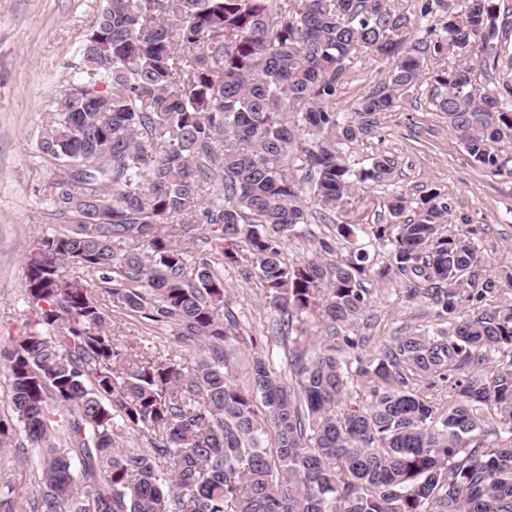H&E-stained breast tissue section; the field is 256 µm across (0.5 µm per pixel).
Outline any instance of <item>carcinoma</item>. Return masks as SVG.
I'll use <instances>...</instances> for the list:
<instances>
[{"label": "carcinoma", "instance_id": "carcinoma-1", "mask_svg": "<svg viewBox=\"0 0 512 512\" xmlns=\"http://www.w3.org/2000/svg\"><path fill=\"white\" fill-rule=\"evenodd\" d=\"M497 0H465L405 46L388 0H101L36 152L40 189L64 224L26 261L31 315L0 348L12 417L35 450L40 490L5 486L8 512H512V276L484 277L475 245L445 233L441 193L388 204L396 224L336 225L391 245L388 273L436 308L442 327L393 337L364 358L365 337L323 345L279 379L267 357L233 379L230 340L254 343L224 311V277L242 264L288 316L317 313L330 336L367 305L368 257L288 266L282 239L308 223L303 185L334 210L358 183L342 146L361 117L392 112L421 81L473 165L512 176V85L476 88L496 69ZM361 52L393 57L381 90L354 116L328 108ZM451 56L427 73L424 59ZM308 172L288 173L295 152ZM207 231L216 260H191ZM112 306L168 329L188 356L124 345ZM471 313L462 312V303ZM364 391L354 389V381ZM147 435L128 452L119 433ZM273 435L274 446H264Z\"/></svg>", "mask_w": 512, "mask_h": 512}]
</instances>
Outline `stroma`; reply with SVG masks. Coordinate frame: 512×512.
<instances>
[{"label":"stroma","instance_id":"stroma-1","mask_svg":"<svg viewBox=\"0 0 512 512\" xmlns=\"http://www.w3.org/2000/svg\"><path fill=\"white\" fill-rule=\"evenodd\" d=\"M425 0H390L396 13L405 15L409 42L425 38L445 10L462 0H444L443 6L424 12ZM99 0H0V344L16 335L28 316L21 291L25 262L38 240L53 227L38 200L39 190L52 180L49 168L36 159L38 130L47 123L69 66L98 8ZM392 59L361 53L348 64V77L330 100L331 110L347 117L360 101L384 81ZM352 169L372 159L388 160L393 173L387 182L358 186L341 209L329 212L310 205L309 221L282 243L288 264L312 256L331 262L352 252L368 253L373 270L365 280L369 304L346 333L365 337L370 354L392 336L435 322L427 303L405 297L401 280L387 275L391 264L388 247L359 236L355 242L337 240L336 226L389 224L387 207L397 194L418 200L427 190L438 189L446 199V232L472 238L486 276L499 278L512 272V177L475 167L448 123L431 100V86L417 85L392 112L372 116L367 134L345 145ZM224 271V302L241 330L257 337L256 352L268 356L283 378H291L294 351L312 355L326 342L318 315L296 321L271 308L257 279L245 278L239 266ZM34 451L13 439L0 450V483L35 489L38 476L29 463Z\"/></svg>","mask_w":512,"mask_h":512}]
</instances>
